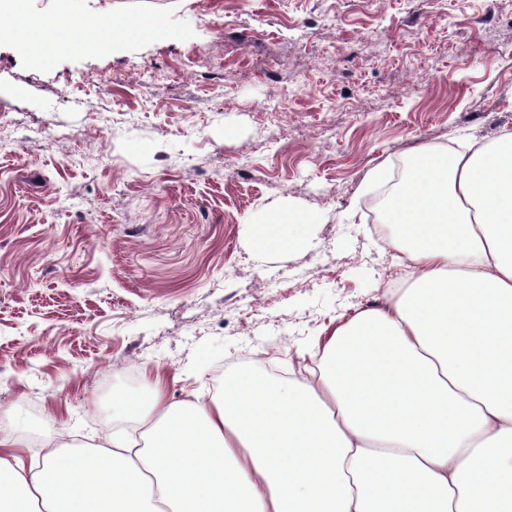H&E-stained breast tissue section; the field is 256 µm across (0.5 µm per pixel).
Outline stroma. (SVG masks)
Instances as JSON below:
<instances>
[{
    "instance_id": "obj_1",
    "label": "stroma",
    "mask_w": 512,
    "mask_h": 512,
    "mask_svg": "<svg viewBox=\"0 0 512 512\" xmlns=\"http://www.w3.org/2000/svg\"><path fill=\"white\" fill-rule=\"evenodd\" d=\"M146 13L47 59L0 17V425L30 437L93 442L157 375L297 369L407 277L368 215L395 160L512 125V0H82ZM288 206L302 245L255 250Z\"/></svg>"
}]
</instances>
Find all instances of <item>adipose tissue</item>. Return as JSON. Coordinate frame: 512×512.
I'll use <instances>...</instances> for the list:
<instances>
[{
    "mask_svg": "<svg viewBox=\"0 0 512 512\" xmlns=\"http://www.w3.org/2000/svg\"><path fill=\"white\" fill-rule=\"evenodd\" d=\"M387 221L405 285L315 343L316 365L206 401L118 393L141 440L53 434L38 464L0 427V512H512V125L417 148ZM305 229L277 212L253 245Z\"/></svg>",
    "mask_w": 512,
    "mask_h": 512,
    "instance_id": "adipose-tissue-1",
    "label": "adipose tissue"
}]
</instances>
